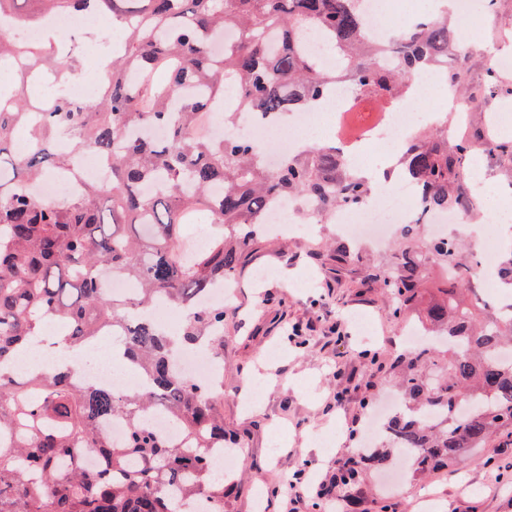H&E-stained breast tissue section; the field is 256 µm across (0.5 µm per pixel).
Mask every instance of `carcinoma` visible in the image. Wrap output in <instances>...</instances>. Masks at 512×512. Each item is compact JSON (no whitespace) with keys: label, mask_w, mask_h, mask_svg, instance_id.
Returning a JSON list of instances; mask_svg holds the SVG:
<instances>
[{"label":"carcinoma","mask_w":512,"mask_h":512,"mask_svg":"<svg viewBox=\"0 0 512 512\" xmlns=\"http://www.w3.org/2000/svg\"><path fill=\"white\" fill-rule=\"evenodd\" d=\"M24 3L39 8L24 11ZM5 10L23 25L55 13L106 14L125 38L96 98L36 105L46 121L31 130L36 146L24 154L7 145L31 111L27 89L10 90L8 104L0 98V512H186L183 505L199 498L224 512V478L211 468L213 451L224 447L221 391L175 368L179 354L200 343L223 357L224 336L210 331L224 329L225 310L196 301L237 277L262 236L258 217L274 198L301 195L327 216L341 204H361L373 184L323 145L271 168L250 140L211 142L198 134L199 114L229 83L241 89L242 108L261 116L322 103L333 75L301 47L306 27L324 30L356 87L381 97L461 48L448 12L375 41L361 32L356 0H0ZM229 27L237 41L218 57L213 44ZM64 39L56 31L47 37L41 61L66 75L78 60L59 54ZM31 49L0 33V62L34 68ZM154 128L166 136L151 137ZM87 151L108 160L109 185L89 184L64 205L22 190ZM480 153L512 163V141L487 144L483 131L470 129L451 143L435 128L415 133L402 164L419 181L422 209L470 207L467 174ZM200 211L214 214L209 245L189 250L179 229ZM397 255L392 269L362 280L380 284L391 317L421 299L431 266L452 284L423 307L448 350L414 352L402 369L405 393L423 412L389 422L394 447L409 450L425 475L497 433L512 434V319L478 326L475 309L456 298L471 291L472 277L458 239L434 241L402 224ZM102 268L133 291L109 298L99 286ZM160 295L185 313L175 333L144 314ZM47 314L67 326L65 347L120 329L117 352L145 376L146 389L79 383L65 363L26 378L5 376L3 367L40 335ZM156 410L170 415L179 443L146 426ZM106 419L126 424L123 442L110 441L100 427ZM81 448L97 449L105 466L85 470L76 457ZM393 464L390 452L378 450L335 480L349 484L364 467Z\"/></svg>","instance_id":"obj_1"}]
</instances>
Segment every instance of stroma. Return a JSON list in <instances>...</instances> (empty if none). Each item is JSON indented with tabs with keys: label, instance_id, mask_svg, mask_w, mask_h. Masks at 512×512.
Here are the masks:
<instances>
[{
	"label": "stroma",
	"instance_id": "obj_1",
	"mask_svg": "<svg viewBox=\"0 0 512 512\" xmlns=\"http://www.w3.org/2000/svg\"><path fill=\"white\" fill-rule=\"evenodd\" d=\"M332 225H321L315 239L284 237L260 241L238 277L224 324L225 444L239 457L224 483V512H279L272 486L301 471V512H314L319 489L332 497L353 499L356 512H512V436L503 434L485 447L470 448L464 463L422 477L400 466L404 484L386 489L383 472L367 468L354 485H334L340 465L356 458L365 416L399 393V362L409 354L403 321L388 313L380 288L362 286L373 266L387 268L393 248H363L343 265L330 261ZM270 276L255 286L254 275ZM374 321L377 336L362 344L350 327L352 316ZM305 328L307 345L287 343L295 325ZM279 347L277 358L267 351ZM379 353L382 368L364 354ZM262 377L264 394L254 408L244 404L250 379ZM338 431L329 447L318 435Z\"/></svg>",
	"mask_w": 512,
	"mask_h": 512
}]
</instances>
